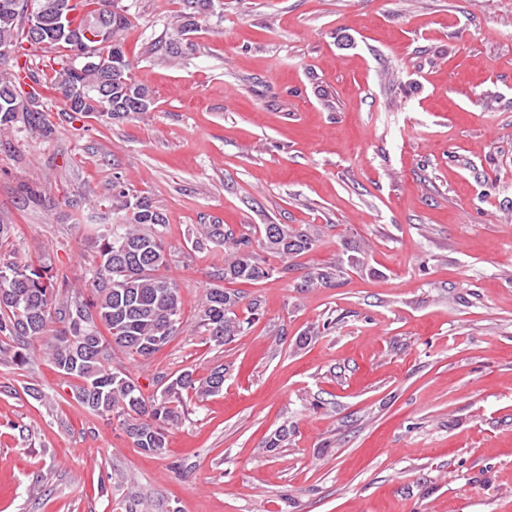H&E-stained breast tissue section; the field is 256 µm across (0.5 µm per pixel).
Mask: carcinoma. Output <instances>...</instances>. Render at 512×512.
I'll return each instance as SVG.
<instances>
[{"mask_svg":"<svg viewBox=\"0 0 512 512\" xmlns=\"http://www.w3.org/2000/svg\"><path fill=\"white\" fill-rule=\"evenodd\" d=\"M179 9L169 25L176 37L151 45V53L172 63L194 46L191 36L202 18L211 15L224 0H178ZM72 14L78 31L92 30L105 21L108 38L94 59L84 57L82 45L54 34L51 23L61 6ZM130 6L124 0H0V51L14 54L15 70L0 73V132L18 120L45 139L54 134L45 122L50 111L43 94L38 100L21 97V81L42 87L40 68L18 64L23 43L52 48L64 44L72 55L58 62L50 88L65 103V111L98 113L121 121L154 107L151 92L133 76L124 51L123 33L131 26ZM112 207L118 223L97 236L94 269L83 290L68 287L63 273L48 274L47 267L33 264L0 265V335L15 346H0V362L27 363L29 342L38 340L55 369L77 379L75 399L100 415L117 414L135 447L152 455L164 452L169 428L184 414V394L198 400L224 389L226 368L219 365L197 379L190 370L156 378L157 390L144 396L140 385L123 366L112 365V345L134 360H148L177 334L181 296L177 282L166 274L169 260L165 244L166 216L144 195L126 192L112 184ZM265 248L282 259L301 255L312 247L311 237L289 224L263 225ZM212 244L227 247L220 281L257 282L268 276L262 260L250 250V238L234 236L222 224H202L196 230L195 247ZM335 273L323 268L304 276L302 287L326 286ZM242 297L216 286L209 290L200 314L207 340L220 347L244 333L237 309Z\"/></svg>","mask_w":512,"mask_h":512,"instance_id":"cac0c4a2","label":"carcinoma"}]
</instances>
